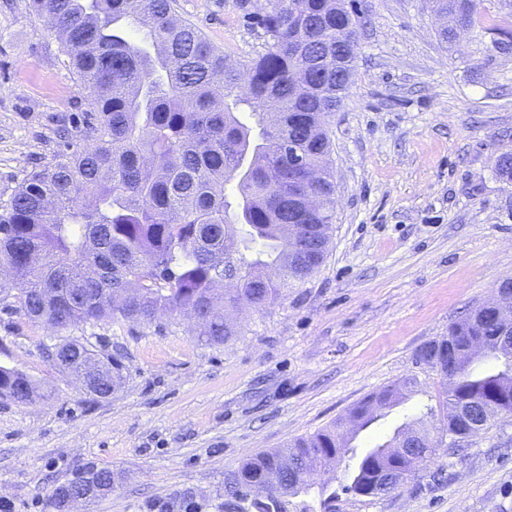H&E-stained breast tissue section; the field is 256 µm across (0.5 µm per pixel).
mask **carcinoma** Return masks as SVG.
Wrapping results in <instances>:
<instances>
[{
    "label": "carcinoma",
    "instance_id": "obj_1",
    "mask_svg": "<svg viewBox=\"0 0 512 512\" xmlns=\"http://www.w3.org/2000/svg\"><path fill=\"white\" fill-rule=\"evenodd\" d=\"M51 21L81 86L90 89V143L31 174L0 210V268L12 277L0 294L35 323L59 330L122 318L151 322L178 311L205 324L200 336L222 345L239 335L225 318L245 306L266 308L321 267L336 208L324 169L330 152L325 114L348 92L357 53L358 16L345 0H270L259 22L268 50L230 60L191 24L169 25L170 0H33ZM444 19L439 40L477 19L478 0H428ZM150 19L138 45L130 28ZM249 113L253 125L240 118ZM496 175L512 182V152ZM307 190L314 210L299 208ZM490 312L470 315L429 343L452 346L453 378L443 375L440 426L418 437L404 426L366 452L348 472L355 496L401 487L470 423L487 430L512 417V352ZM483 341L477 354L469 343ZM62 368L119 385L122 368L90 345H55ZM409 378L368 396L349 415L285 448L243 460L224 482V512H288L315 477L350 451L367 415L402 403ZM41 385L0 365V395L26 403ZM272 478L263 497L240 481ZM81 479L112 492V471Z\"/></svg>",
    "mask_w": 512,
    "mask_h": 512
}]
</instances>
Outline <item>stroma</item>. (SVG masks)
Masks as SVG:
<instances>
[{
    "mask_svg": "<svg viewBox=\"0 0 512 512\" xmlns=\"http://www.w3.org/2000/svg\"><path fill=\"white\" fill-rule=\"evenodd\" d=\"M232 60L266 52L260 0H171ZM361 20L353 85L328 114L336 218L317 274L275 305L239 315L241 334L201 342L168 312L56 331L0 298V364L45 390L0 399V503L55 512L52 495L108 469L111 493L75 512H224V477L249 455L315 433L403 378L418 387L362 432L373 447L427 407L443 380L416 362L449 324L512 278V48L482 25L440 44L426 0H349ZM88 97L31 0H0V205L66 143H82ZM76 339L121 360L112 397L86 395L48 359ZM336 512H512V419L426 462L397 491L346 493L318 476Z\"/></svg>",
    "mask_w": 512,
    "mask_h": 512,
    "instance_id": "stroma-1",
    "label": "stroma"
}]
</instances>
